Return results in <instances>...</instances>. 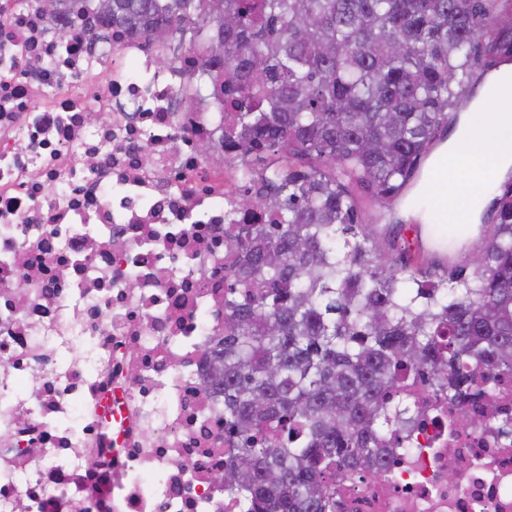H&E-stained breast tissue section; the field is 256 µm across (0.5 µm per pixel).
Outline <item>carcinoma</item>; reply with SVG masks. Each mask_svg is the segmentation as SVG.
<instances>
[{
    "label": "carcinoma",
    "mask_w": 512,
    "mask_h": 512,
    "mask_svg": "<svg viewBox=\"0 0 512 512\" xmlns=\"http://www.w3.org/2000/svg\"><path fill=\"white\" fill-rule=\"evenodd\" d=\"M80 2L204 51L191 90L232 113L208 143L253 184L234 212L270 216L233 225L210 355L240 512H335L336 481L382 469L413 420L407 376L456 403L512 377V168L469 274L401 262L358 223L368 201L394 210L475 74L512 65V0Z\"/></svg>",
    "instance_id": "obj_1"
}]
</instances>
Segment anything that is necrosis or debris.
Segmentation results:
<instances>
[{"label": "necrosis or debris", "mask_w": 512, "mask_h": 512, "mask_svg": "<svg viewBox=\"0 0 512 512\" xmlns=\"http://www.w3.org/2000/svg\"><path fill=\"white\" fill-rule=\"evenodd\" d=\"M43 0L0 12V512H238L215 479L235 450L204 388L224 321L237 160L201 155L210 102L162 45ZM108 113L93 120L90 109ZM419 423L336 512H512V426Z\"/></svg>", "instance_id": "1"}]
</instances>
